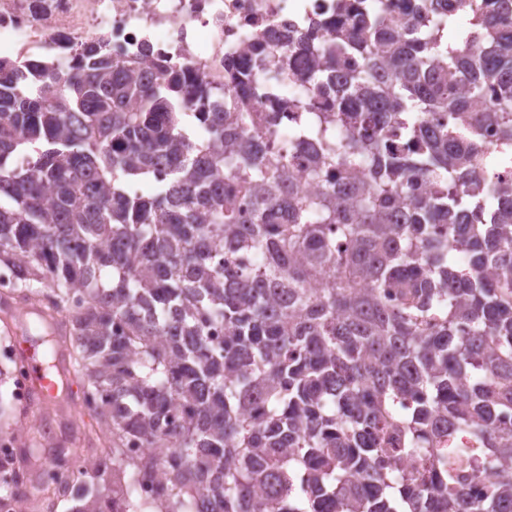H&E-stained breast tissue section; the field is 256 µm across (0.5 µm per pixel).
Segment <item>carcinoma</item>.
I'll list each match as a JSON object with an SVG mask.
<instances>
[{"mask_svg": "<svg viewBox=\"0 0 512 512\" xmlns=\"http://www.w3.org/2000/svg\"><path fill=\"white\" fill-rule=\"evenodd\" d=\"M397 8L360 0L351 26L303 37L307 73L278 60V80L336 102L278 148L285 111L312 105L257 118L256 79L219 112L188 71L139 76L93 44L70 67L0 57V269L52 319L47 369L71 339L97 400L79 487L61 448L37 484L0 485V512H512V0ZM301 145L315 193L292 172ZM42 439L0 421V470L37 463Z\"/></svg>", "mask_w": 512, "mask_h": 512, "instance_id": "1", "label": "carcinoma"}]
</instances>
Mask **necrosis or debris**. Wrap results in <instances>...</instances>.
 I'll use <instances>...</instances> for the list:
<instances>
[{"label": "necrosis or debris", "mask_w": 512, "mask_h": 512, "mask_svg": "<svg viewBox=\"0 0 512 512\" xmlns=\"http://www.w3.org/2000/svg\"><path fill=\"white\" fill-rule=\"evenodd\" d=\"M357 0H0V51L17 61L63 62L94 41L134 71L162 62L223 89L219 104L238 100L234 76L257 75L263 55L304 67L297 37Z\"/></svg>", "instance_id": "4bbe7bcc"}]
</instances>
